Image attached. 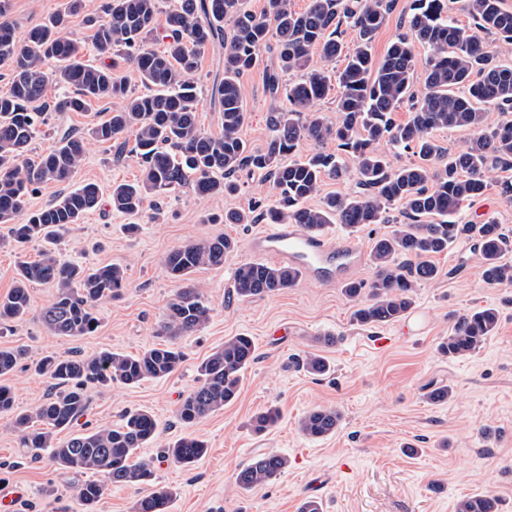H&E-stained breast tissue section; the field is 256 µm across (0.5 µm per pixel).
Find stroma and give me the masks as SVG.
I'll return each instance as SVG.
<instances>
[{"instance_id": "stroma-1", "label": "stroma", "mask_w": 512, "mask_h": 512, "mask_svg": "<svg viewBox=\"0 0 512 512\" xmlns=\"http://www.w3.org/2000/svg\"><path fill=\"white\" fill-rule=\"evenodd\" d=\"M66 0H7L8 15L19 31L37 26L63 10ZM268 51L242 80L247 121L242 136L251 148L264 149L271 112L285 108L286 99L272 100L265 92ZM224 75V50L209 46L201 56L195 79L203 91L197 103L202 130L218 133L217 104L209 89ZM113 105L92 101L83 112L50 111L46 130L30 146V158L45 153L57 134L88 132L105 120ZM140 176L136 159L116 157L106 144H90L85 160L68 182L40 187L26 207L35 211L61 193L87 182L100 189L99 206L67 232L60 248L66 258L88 267L113 264L124 268L127 286L119 298L99 306L100 326L89 336L54 335L36 313L53 298L52 286H30L32 313L0 334V347L26 349L30 357L1 382L10 386L17 410L26 411L54 389L38 375L33 362L46 355L104 349L128 354L159 344L156 327L162 320L177 284L166 274L163 257L194 241L227 235L236 251L223 265L205 266L193 275L212 312L200 330L182 337L185 353L180 368L164 379L135 386L91 390L84 416L91 426L119 424L126 411L144 409L159 423L156 444L141 454L155 460L152 486L109 487L94 512H132L133 504L150 487L174 489L169 512H298L304 499L320 502L322 512H455L465 497L491 494L502 512H512V284L488 286L467 238H459L434 262L440 274L416 290L414 304L404 318L372 327L352 318L355 303L344 293L348 281H371V247L375 237L391 230L370 224L355 230L326 225L322 238L337 246L356 248L361 262L345 281L327 284L315 275H301L297 285L281 293L253 299L232 297L237 267L255 261L253 240L267 226L209 223L225 210H246L254 202L274 206L277 193L260 173L240 171L236 194L210 200L183 189L147 200L138 218L137 234H128L126 216L113 211V184ZM512 183V166L500 167L484 194L465 204L458 223L502 225L512 235V201L502 194ZM9 227L0 224V297L12 288L19 262L37 260L42 248L34 241L24 250L9 245ZM497 308L499 326L474 353L448 359L439 345L450 334L456 316ZM244 334L256 344L253 363L245 370L237 399L223 410L193 425L176 416L183 395L196 385L198 363L225 338ZM389 337L379 348L378 337ZM315 352L331 363L328 374H308L298 361ZM448 385L450 400L434 404L427 394ZM328 406L342 419L335 434L311 439L298 429L308 410ZM278 409L280 419L267 431L251 428L253 416ZM206 440L207 455L183 467L161 459L162 446L185 434ZM274 452L288 459L287 467L264 487L245 491L236 474L250 459ZM83 473L58 470L48 458L25 456L18 438L0 420V496L18 493L16 506L0 504V512H83L78 488Z\"/></svg>"}]
</instances>
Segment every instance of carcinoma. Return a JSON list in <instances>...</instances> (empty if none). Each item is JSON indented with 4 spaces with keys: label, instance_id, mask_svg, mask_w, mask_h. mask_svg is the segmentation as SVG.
Here are the masks:
<instances>
[{
    "label": "carcinoma",
    "instance_id": "carcinoma-1",
    "mask_svg": "<svg viewBox=\"0 0 512 512\" xmlns=\"http://www.w3.org/2000/svg\"><path fill=\"white\" fill-rule=\"evenodd\" d=\"M243 0H178L158 22L160 0H109L106 17H89L97 53L127 56L137 66L146 92L137 94L108 65L84 62L81 41L68 30V17L85 7L84 0H67L63 12L49 22L29 29L22 37L6 18V0H0V66L10 71L11 90L0 96V224L10 225L18 245L33 240L48 243L39 259L18 265L12 289L0 298V324L26 319L31 312L29 286L51 284L52 301L39 319L55 335L88 336L100 326L98 308L120 295L125 272L117 265L90 268L63 259L52 248L74 224L94 210L99 188L88 182L65 192L48 206L28 212L27 199L48 183H64L81 165L89 141L118 143L123 154V135L135 132L134 154L141 168L133 182L112 186L113 210L136 216L145 202L180 187L189 186L200 198L232 195L239 190L236 175L243 169L258 171L278 191L277 205L267 210L224 212L226 224H299L314 235L336 222L351 229L389 222V212L399 206L410 220L374 240L371 283L350 282L345 294L356 301L353 320L373 326L401 319L413 306L416 288L439 275L432 258L458 237L474 241V253L489 286L512 283V238L499 224H457L451 217L465 203L481 196L491 174L503 161L512 162V120L495 126L486 122L485 109L512 112V65L481 37L490 33L504 47L512 46V11L502 0H464L463 10L473 25H460L445 14L444 0H414L406 22V34L393 42L378 59L373 52L376 33L391 10L389 0H307L297 9L292 0H270L267 14L246 11ZM230 20L224 30V20ZM357 32L358 45L344 58L343 68L331 75L310 66L316 50L326 62L341 57L338 30L343 23ZM165 48H150L156 39ZM275 39V65L266 72L265 90L276 100L285 94L289 107L272 113L269 141L263 150L250 148L241 136L247 119L242 77L257 61V52ZM220 42L224 46V78L213 84L211 96L220 108L221 130L212 135L197 123L199 90L193 81L201 54ZM427 53L422 82L416 80L415 46ZM56 62L48 73L44 61ZM291 71L301 79L283 88ZM68 89L58 111L83 112L93 100H118L120 106L95 124L88 134L65 132L53 147L32 160L28 147L46 124L44 93L49 81ZM336 91V122L311 113L314 103ZM412 115L395 122L393 113L405 103ZM466 128L471 138L453 153L446 152L433 132ZM302 140L322 145L337 143L357 162L358 191L352 195L329 194L320 205L308 200L320 195L324 177L336 175L340 159L316 152L305 161H285ZM387 142L410 150L415 163L394 167L376 145ZM433 216L436 224H420ZM237 247L229 236L190 242L171 250L163 259L169 277L182 283L167 305L156 335L167 343L138 354L102 350L45 356L35 364L38 374L55 382V391L27 411H16L14 393L0 384V413L9 416L19 447L34 458L47 456L65 470L101 476L78 489L85 512L110 486L148 484L154 480V459L137 456V450L153 444L159 435L155 416L143 409L126 412L116 426L75 429L89 405V389L114 385L134 386L163 379L176 372L185 355L176 340L205 326L211 308L202 290L190 284V275L203 266L224 263ZM301 271L261 262L243 263L236 269L233 294L239 299L275 295L296 286ZM367 294L365 301L359 300ZM499 324L494 308L463 314L441 344V354L452 359L478 350ZM27 352L0 348V377L12 373ZM255 359V343L249 336H231L197 367L198 385L178 404L177 417L185 424L201 421L224 409L239 394L244 371ZM312 374H325L329 362L310 353L302 361ZM280 417L271 408L253 420L263 432ZM341 420L339 411L319 407L299 420V429L311 439L330 436ZM69 431L59 440L56 434ZM163 457L190 467L207 453L204 440L187 435L164 446ZM286 457L260 453L236 476L245 491L262 487L287 466ZM175 492L157 488L136 500L134 512H168ZM498 500L478 495L461 500L457 512H499Z\"/></svg>",
    "mask_w": 512,
    "mask_h": 512
}]
</instances>
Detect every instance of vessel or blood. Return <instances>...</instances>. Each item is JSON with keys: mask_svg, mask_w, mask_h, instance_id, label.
<instances>
[{"mask_svg": "<svg viewBox=\"0 0 512 512\" xmlns=\"http://www.w3.org/2000/svg\"><path fill=\"white\" fill-rule=\"evenodd\" d=\"M254 249L281 263L313 272L327 283L335 282L337 271L349 268L355 256L353 249L328 245L323 239L288 224L269 226L257 237Z\"/></svg>", "mask_w": 512, "mask_h": 512, "instance_id": "obj_1", "label": "vessel or blood"}]
</instances>
